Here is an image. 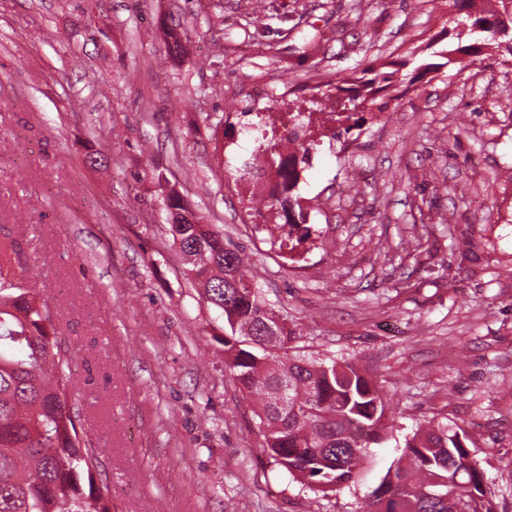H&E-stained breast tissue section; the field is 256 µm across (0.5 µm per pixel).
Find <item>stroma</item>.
I'll use <instances>...</instances> for the list:
<instances>
[{
	"label": "stroma",
	"mask_w": 512,
	"mask_h": 512,
	"mask_svg": "<svg viewBox=\"0 0 512 512\" xmlns=\"http://www.w3.org/2000/svg\"><path fill=\"white\" fill-rule=\"evenodd\" d=\"M456 19L448 0H0V273L74 355L112 512H359L428 424L466 434L512 512V54ZM442 49L455 64L394 81L384 117L317 139L297 189L314 234L282 253L274 211L237 193L262 119ZM173 191L244 248L295 353L382 389L356 483L268 456L168 232Z\"/></svg>",
	"instance_id": "obj_1"
}]
</instances>
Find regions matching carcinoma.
<instances>
[{
  "label": "carcinoma",
  "instance_id": "carcinoma-1",
  "mask_svg": "<svg viewBox=\"0 0 512 512\" xmlns=\"http://www.w3.org/2000/svg\"><path fill=\"white\" fill-rule=\"evenodd\" d=\"M453 5L462 13L457 25L481 28L512 55L507 27L472 16L470 0ZM396 66L336 91L370 113L369 105L407 63ZM313 149L310 141L281 157L282 190L268 208L293 213L298 168L309 164ZM166 206L174 243L190 260L189 275L224 314L226 365L255 399L269 456L322 489L355 481L385 429L382 390L350 361L289 354L294 336L247 276L242 248L225 243L224 234L202 223L179 196H168ZM73 385L71 359L47 302L0 280V512H111L95 485L99 449L89 446L70 411ZM466 440L441 425L415 431L368 493L363 512H494L485 491L470 493L484 471Z\"/></svg>",
  "mask_w": 512,
  "mask_h": 512
}]
</instances>
